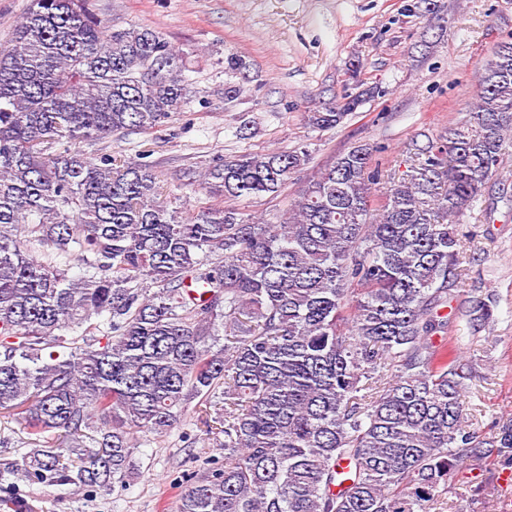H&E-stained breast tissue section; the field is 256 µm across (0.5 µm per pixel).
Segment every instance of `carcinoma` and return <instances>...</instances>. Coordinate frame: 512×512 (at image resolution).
Masks as SVG:
<instances>
[{
  "instance_id": "carcinoma-1",
  "label": "carcinoma",
  "mask_w": 512,
  "mask_h": 512,
  "mask_svg": "<svg viewBox=\"0 0 512 512\" xmlns=\"http://www.w3.org/2000/svg\"><path fill=\"white\" fill-rule=\"evenodd\" d=\"M247 71L224 58L225 102ZM183 72L162 34L89 0H29L0 45V418L25 433L26 480L111 493L134 434L170 436L193 403L224 469L175 512H433L464 456L512 452V420L466 424L470 373L432 341L459 217L512 147V38L464 117L411 142L402 176L380 182L374 149L353 146L277 224L233 201L280 195L305 149L212 162L202 185L222 206L177 205L149 163L81 149L163 126L191 99ZM375 93L308 123L334 128ZM459 311L475 326L490 300Z\"/></svg>"
}]
</instances>
